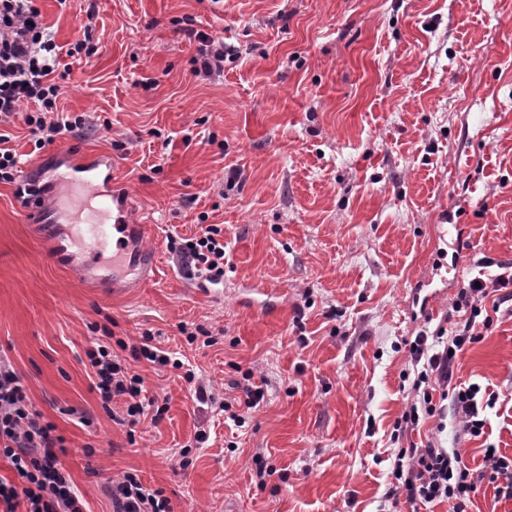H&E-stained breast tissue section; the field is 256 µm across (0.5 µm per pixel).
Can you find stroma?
Listing matches in <instances>:
<instances>
[{"instance_id":"obj_1","label":"stroma","mask_w":512,"mask_h":512,"mask_svg":"<svg viewBox=\"0 0 512 512\" xmlns=\"http://www.w3.org/2000/svg\"><path fill=\"white\" fill-rule=\"evenodd\" d=\"M36 5L59 110L97 125L41 149L13 119L21 174L53 186L61 147L111 156L157 254L146 280L79 273L84 253L53 261L52 223L0 183V355L62 437L86 512H112L126 472L171 512H451L392 503L388 475L432 438L474 469L485 444L512 455V306L453 369L496 399L484 438L448 415L392 440L412 400L400 345L512 267V0H96L81 57L84 0ZM187 27L235 47L223 75H192ZM208 224L224 230L218 284L168 247ZM198 327L212 346L187 342ZM145 335L214 403L184 370L133 360ZM109 338L161 416L121 425L102 407L87 352ZM242 380L264 398L239 427L220 405Z\"/></svg>"}]
</instances>
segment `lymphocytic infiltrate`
<instances>
[{"label":"lymphocytic infiltrate","mask_w":512,"mask_h":512,"mask_svg":"<svg viewBox=\"0 0 512 512\" xmlns=\"http://www.w3.org/2000/svg\"><path fill=\"white\" fill-rule=\"evenodd\" d=\"M185 36L199 43L194 75L223 73L230 48L223 38L192 28ZM54 34L44 23L35 0H0V122L9 121L23 104L40 103L39 112L25 122L37 137V146L53 144L58 137L88 126L86 117H70L57 109L61 87L53 79L57 60ZM168 242L187 273L218 282L224 278V230L216 224L202 228L189 239L169 237ZM499 302L512 301V275H497L491 283H468L461 288L453 309L459 319L453 330L437 327L420 333L408 344L413 365L414 397L395 424L405 436L421 419L452 412L461 434L478 438L493 407L479 384L452 382L455 356L478 342L493 317L486 305L491 292ZM102 404L120 398L125 402V423L137 424L153 410L156 401L142 395L143 381L130 371L118 353L101 345L89 350ZM52 424L33 411L21 381L8 360L0 358V454L10 461L19 481L0 479V512H84L80 494L56 452L58 437ZM495 483L504 497H512V456L500 449L484 455L481 468H471L460 449L442 448L430 441L421 447L399 449L386 496L406 503H448L452 512H468L482 482ZM113 512H171L161 489L124 473L112 482Z\"/></svg>","instance_id":"1"}]
</instances>
